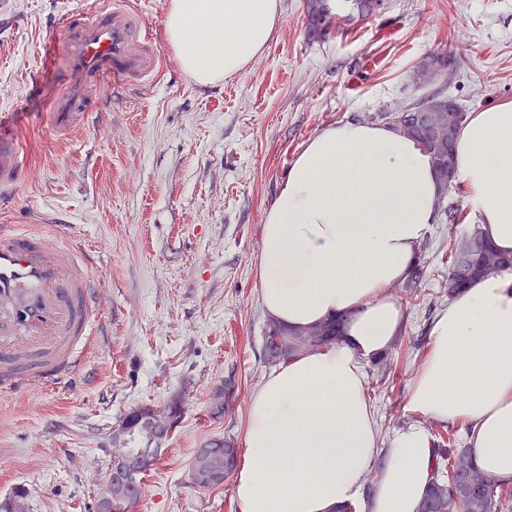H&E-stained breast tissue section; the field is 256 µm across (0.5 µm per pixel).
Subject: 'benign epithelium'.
I'll use <instances>...</instances> for the list:
<instances>
[{"label": "benign epithelium", "instance_id": "obj_1", "mask_svg": "<svg viewBox=\"0 0 512 512\" xmlns=\"http://www.w3.org/2000/svg\"><path fill=\"white\" fill-rule=\"evenodd\" d=\"M437 77V65L432 61L424 64L417 73L420 85H432L437 82ZM443 111V107L406 109L399 117L402 130L406 133L419 129L442 132ZM139 418L142 438L139 453L136 455L129 454L124 448L127 440L125 426L120 424L112 430V468L106 480L96 490V512H126L129 494L142 460L161 456L165 451L164 442L177 423V416L170 407L150 408L139 414ZM232 462L231 454L205 445L197 449L188 472L189 482L198 488L220 483Z\"/></svg>", "mask_w": 512, "mask_h": 512}]
</instances>
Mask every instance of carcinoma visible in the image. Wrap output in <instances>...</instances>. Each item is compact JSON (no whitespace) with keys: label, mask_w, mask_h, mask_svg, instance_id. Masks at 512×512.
<instances>
[{"label":"carcinoma","mask_w":512,"mask_h":512,"mask_svg":"<svg viewBox=\"0 0 512 512\" xmlns=\"http://www.w3.org/2000/svg\"><path fill=\"white\" fill-rule=\"evenodd\" d=\"M328 0H306V27L308 38L322 40L338 27L335 16L327 13ZM382 0H353V13L347 15L366 18L381 9ZM430 154L439 158L443 166L436 167L443 185H448V156L452 155L454 142L441 140L427 130L410 133ZM512 270V256L500 253L492 246L478 227H472L460 237L448 239V296L460 288L474 284L486 274ZM309 338V348L330 345L338 339L336 323H326L306 331L288 332L278 326L270 328L265 336L264 352L270 364L288 360L277 355V339ZM437 456L445 468L437 475L427 490L419 512H512V481H505L480 470L471 448L460 446L458 440L448 436V447L437 449Z\"/></svg>","instance_id":"cac0c4a2"}]
</instances>
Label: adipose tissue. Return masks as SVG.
Here are the masks:
<instances>
[{
	"instance_id": "ef3b65f1",
	"label": "adipose tissue",
	"mask_w": 512,
	"mask_h": 512,
	"mask_svg": "<svg viewBox=\"0 0 512 512\" xmlns=\"http://www.w3.org/2000/svg\"><path fill=\"white\" fill-rule=\"evenodd\" d=\"M281 21V0H169L162 27L181 71L207 86L244 72ZM453 172L483 233L512 253V100L469 115ZM441 193L429 154L387 125L339 123L296 154L265 212L259 302L290 330L342 321V339L293 355L253 392L239 512H339L373 469L370 512H418L434 439L414 423L378 452L363 367L402 332L405 311L386 289L413 269ZM408 403L467 426L476 465L512 479V271L484 276L436 317Z\"/></svg>"
}]
</instances>
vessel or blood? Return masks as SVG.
<instances>
[{
  "instance_id": "b4317fda",
  "label": "vessel or blood",
  "mask_w": 512,
  "mask_h": 512,
  "mask_svg": "<svg viewBox=\"0 0 512 512\" xmlns=\"http://www.w3.org/2000/svg\"><path fill=\"white\" fill-rule=\"evenodd\" d=\"M51 46L67 57L66 76L37 122L57 140L83 128L102 83L139 87L162 73L164 57L128 0H89L56 19ZM27 153L0 139V392L52 386L71 373L94 335L95 281L75 246L47 242L10 221Z\"/></svg>"
}]
</instances>
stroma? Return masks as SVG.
Segmentation results:
<instances>
[{
  "label": "stroma",
  "mask_w": 512,
  "mask_h": 512,
  "mask_svg": "<svg viewBox=\"0 0 512 512\" xmlns=\"http://www.w3.org/2000/svg\"><path fill=\"white\" fill-rule=\"evenodd\" d=\"M85 6L0 0V134L21 141L30 161L12 220L27 226L65 213V227L45 230L91 260L101 321L74 373L0 396V499L22 490L29 512H95L113 428L135 408L178 398L180 422L132 512H238L232 480L200 489L188 471L203 444H242L251 394L272 370L255 274L267 208L301 146L329 126L435 94L466 113L512 100V0H385L318 41L305 34L304 0H281L280 28L244 73L201 86L165 52L156 81L110 96L99 124L59 141L37 124L63 76L49 55V23ZM437 52L455 55V71L417 84V67ZM474 223L470 214L459 224L438 218L419 249L421 295L388 289L406 323L365 365L380 448L416 421L434 438H467L464 425L412 412L408 393L430 326L448 306L440 291L448 239ZM385 368L390 379L377 385ZM220 387L227 395L216 418Z\"/></svg>",
  "instance_id": "1"
}]
</instances>
